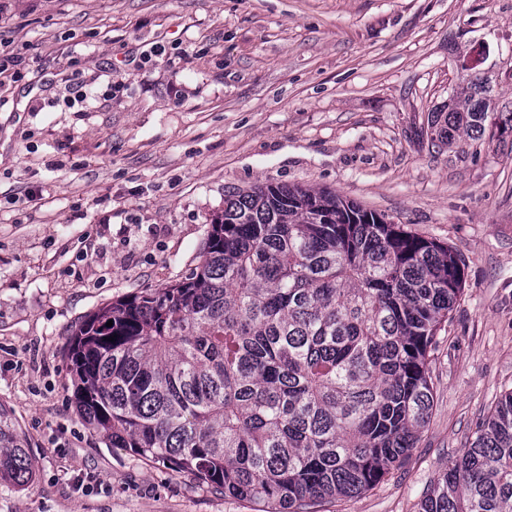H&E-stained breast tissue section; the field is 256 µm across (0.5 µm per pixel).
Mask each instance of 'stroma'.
Returning a JSON list of instances; mask_svg holds the SVG:
<instances>
[{"instance_id":"35a3bbf8","label":"stroma","mask_w":512,"mask_h":512,"mask_svg":"<svg viewBox=\"0 0 512 512\" xmlns=\"http://www.w3.org/2000/svg\"><path fill=\"white\" fill-rule=\"evenodd\" d=\"M0 404L35 463L0 512H258L88 429L65 351L87 315L183 280L226 198L334 191L464 261L434 405L374 490L417 512L512 388V146L419 131L465 60L512 101V0H0Z\"/></svg>"}]
</instances>
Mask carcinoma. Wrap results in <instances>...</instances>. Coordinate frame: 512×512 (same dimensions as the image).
<instances>
[{
	"mask_svg": "<svg viewBox=\"0 0 512 512\" xmlns=\"http://www.w3.org/2000/svg\"><path fill=\"white\" fill-rule=\"evenodd\" d=\"M463 71L421 134L512 142V101L491 75ZM462 284L446 243L331 191L257 185L224 200L188 277L75 327L73 403L114 448L261 512H311L373 490L415 447ZM33 472L0 404V481L24 487ZM418 512H512V390Z\"/></svg>",
	"mask_w": 512,
	"mask_h": 512,
	"instance_id": "1",
	"label": "carcinoma"
}]
</instances>
